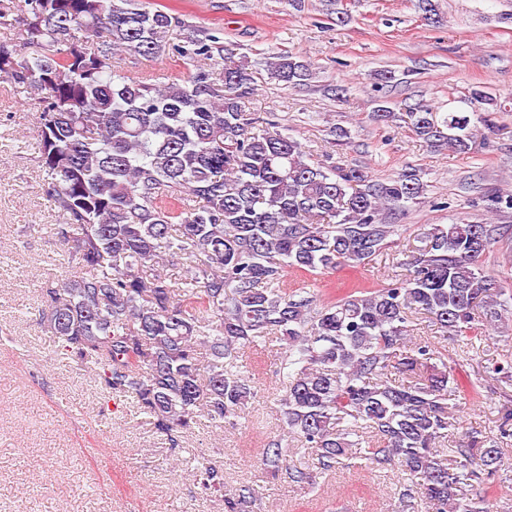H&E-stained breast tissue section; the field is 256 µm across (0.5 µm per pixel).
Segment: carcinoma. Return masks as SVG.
<instances>
[{
	"mask_svg": "<svg viewBox=\"0 0 512 512\" xmlns=\"http://www.w3.org/2000/svg\"><path fill=\"white\" fill-rule=\"evenodd\" d=\"M24 2V42L0 43V76L42 104L38 160L67 217L45 229L78 267L43 291L57 351L175 446L203 418L238 425L254 395L239 361L275 338L282 425L259 453L263 474L312 486L363 443L364 458L406 471L403 496L425 512H487L492 484L507 479L501 444L512 439V410L499 434L471 430L441 448L453 400L473 382L412 339L410 317L428 316L445 336L488 337L511 321L512 293L481 268L503 226L432 224L405 262L409 274L318 305L288 290L283 269L368 264L398 232L386 215L421 195L416 170L384 182L311 162L274 115L245 111L253 77L233 49L213 34L169 43L179 18L143 0ZM168 47L186 68L166 82L114 65L117 55ZM267 71L287 86L312 78L292 53L272 54ZM468 102L504 110L480 89ZM374 118L401 120L432 147L473 144L465 112L419 102L402 113L380 105ZM487 209L512 210V194L488 195ZM177 263L179 287L164 274ZM290 438L315 452L313 463L288 458ZM193 477L221 491L224 463L204 457ZM255 502L243 486L224 495V512Z\"/></svg>",
	"mask_w": 512,
	"mask_h": 512,
	"instance_id": "carcinoma-1",
	"label": "carcinoma"
}]
</instances>
